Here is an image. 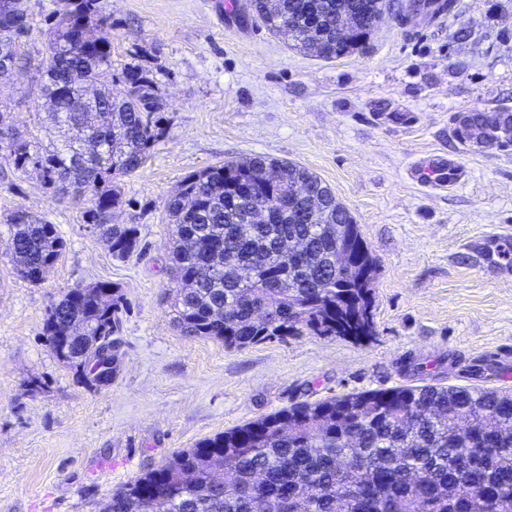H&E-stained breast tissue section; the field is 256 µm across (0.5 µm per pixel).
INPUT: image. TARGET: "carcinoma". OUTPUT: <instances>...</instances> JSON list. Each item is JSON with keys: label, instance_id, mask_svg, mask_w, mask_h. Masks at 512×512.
<instances>
[{"label": "carcinoma", "instance_id": "1", "mask_svg": "<svg viewBox=\"0 0 512 512\" xmlns=\"http://www.w3.org/2000/svg\"><path fill=\"white\" fill-rule=\"evenodd\" d=\"M46 45L43 94L57 96L50 113L55 139L0 141L14 170L32 165L47 188L92 196L87 224L95 225L112 254L125 259L138 249V229L114 224L110 213L122 197L112 179L128 176L148 158L160 135L158 106L141 103L149 90L141 74L123 72L125 90L112 80V45L90 42L68 55L77 34L96 37L107 23L101 0H64ZM374 0H277L275 12L261 0L253 7L266 28L290 47L311 48L301 18L316 3L322 20L315 53L335 59L371 36L358 29L348 43L337 33L338 9L365 15ZM455 0H409L408 17L452 12ZM100 82L94 103L83 85ZM274 170L267 184L259 174ZM306 184L322 205L313 218L292 205L294 181ZM267 222H254L258 209ZM172 224L171 260L177 324L186 336L207 337L246 349L285 336H339L354 341L374 334L372 283L376 264L349 210L308 169L263 156L226 161L186 176L166 204ZM20 276L44 280L65 248L53 224L22 210L9 216ZM366 272L364 280L336 271V225ZM124 295L112 287V303L96 308L85 299L76 313L86 335L74 338V354L88 336L103 342L89 374L113 378L121 363L116 336ZM71 307L53 306L44 325L50 350L65 330ZM512 512V392L475 387L414 385L367 390L325 400L301 401L228 429L177 452L166 464L143 471L103 500L99 512Z\"/></svg>", "mask_w": 512, "mask_h": 512}]
</instances>
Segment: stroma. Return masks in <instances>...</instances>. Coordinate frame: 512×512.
Listing matches in <instances>:
<instances>
[{"instance_id":"obj_1","label":"stroma","mask_w":512,"mask_h":512,"mask_svg":"<svg viewBox=\"0 0 512 512\" xmlns=\"http://www.w3.org/2000/svg\"><path fill=\"white\" fill-rule=\"evenodd\" d=\"M102 3L113 74L142 69L160 102L146 163L117 180L113 221L137 225L139 250L114 257L85 221L88 201L0 158V512H97L176 452L303 400L424 384L512 391V273L467 247L512 226V157L456 122L512 113V0H457L435 19L392 13L333 60L286 46L250 0ZM58 7L27 0L22 63L0 83V114L27 141L49 123L41 86ZM432 152L463 166L453 189L409 178ZM253 155L309 169L349 209L377 262L369 342L308 334L237 350L177 328L166 203L190 173ZM17 209L66 243L38 284L15 270ZM97 282L127 301L119 372L101 389L44 336L52 304Z\"/></svg>"}]
</instances>
